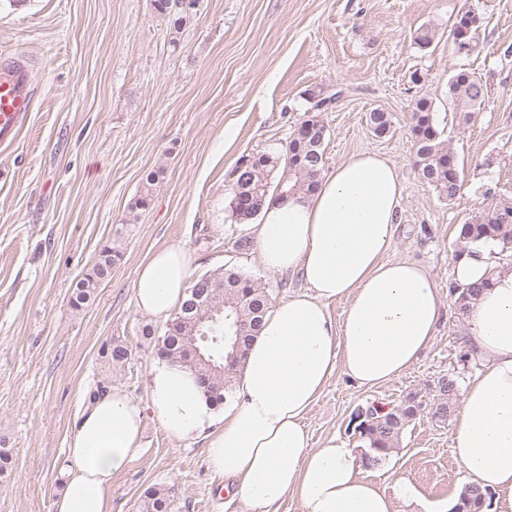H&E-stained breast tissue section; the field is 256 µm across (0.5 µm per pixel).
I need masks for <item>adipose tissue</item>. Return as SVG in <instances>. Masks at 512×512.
Here are the masks:
<instances>
[{
	"instance_id": "1",
	"label": "adipose tissue",
	"mask_w": 512,
	"mask_h": 512,
	"mask_svg": "<svg viewBox=\"0 0 512 512\" xmlns=\"http://www.w3.org/2000/svg\"><path fill=\"white\" fill-rule=\"evenodd\" d=\"M404 198L389 158L362 153L321 177L314 192L268 200L244 231L254 260L291 273L305 289L272 305L251 344L233 402L210 406L194 378L165 363L150 383L163 428L206 435L211 467L234 485L250 512H277L289 496L300 512H393V498L361 474L352 449L327 439L311 448L304 419L335 373L373 389L400 376L435 334L442 300L419 264L392 258ZM476 247L454 270L460 284L492 277L465 316L464 339L482 361L455 413L451 453L469 482L512 512V265H492ZM193 264L179 244L156 250L137 273L146 315L179 307ZM342 300V319L329 306ZM144 411L116 387L84 404L67 449L54 512H110L112 481L139 453Z\"/></svg>"
}]
</instances>
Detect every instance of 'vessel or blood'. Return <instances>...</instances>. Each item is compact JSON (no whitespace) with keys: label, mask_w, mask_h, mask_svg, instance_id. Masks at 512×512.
Instances as JSON below:
<instances>
[{"label":"vessel or blood","mask_w":512,"mask_h":512,"mask_svg":"<svg viewBox=\"0 0 512 512\" xmlns=\"http://www.w3.org/2000/svg\"><path fill=\"white\" fill-rule=\"evenodd\" d=\"M35 94L27 69L20 62L0 66V145L12 144L28 121Z\"/></svg>","instance_id":"vessel-or-blood-1"}]
</instances>
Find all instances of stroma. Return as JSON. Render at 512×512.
Masks as SVG:
<instances>
[{"mask_svg": "<svg viewBox=\"0 0 512 512\" xmlns=\"http://www.w3.org/2000/svg\"><path fill=\"white\" fill-rule=\"evenodd\" d=\"M467 3L483 17L475 52L452 54L444 40L417 48L420 26L447 30ZM19 58L36 99L16 142L0 146V447L13 461L0 476V512H53L76 415L99 384L149 404L164 323L139 311L134 281L153 250L182 244L196 257L193 276L233 267L276 302L301 289L297 276L267 273L237 249L230 201L239 162L287 143L310 89L332 99L319 114L326 169L361 152L396 164L405 196L393 255L426 266L444 300L431 344L399 378L372 390L331 378L305 420L312 447L333 436L363 457L359 408L389 410L441 377L464 385L475 375L450 288L454 241L460 224L512 198V0H196L178 29L153 0H0V64ZM460 70L489 89L465 125L453 123L448 95ZM420 97L463 170L450 202L415 166ZM375 109L392 117L386 136L368 124ZM146 188L149 206L135 208ZM107 243L121 260L73 308ZM111 341L131 350L125 365L102 358ZM452 436V423L417 417L382 464L361 472L395 512H427L464 482ZM206 443L172 436L147 412L142 450L112 482L111 512H141L151 486L171 489L178 512H245L209 468ZM401 479L414 501L396 498Z\"/></svg>", "mask_w": 512, "mask_h": 512, "instance_id": "obj_1", "label": "stroma"}]
</instances>
